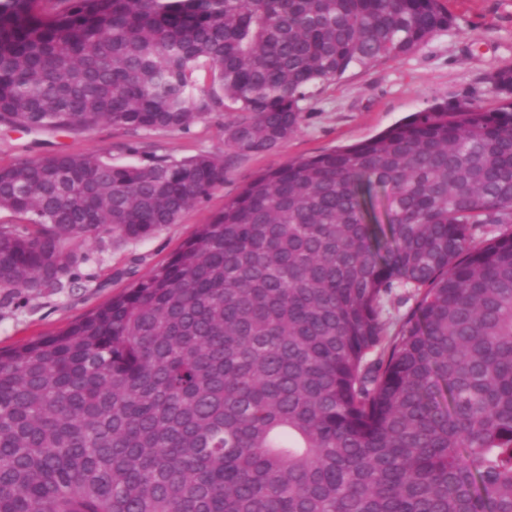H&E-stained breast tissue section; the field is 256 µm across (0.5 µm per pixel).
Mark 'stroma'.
Wrapping results in <instances>:
<instances>
[{
    "instance_id": "1",
    "label": "stroma",
    "mask_w": 512,
    "mask_h": 512,
    "mask_svg": "<svg viewBox=\"0 0 512 512\" xmlns=\"http://www.w3.org/2000/svg\"><path fill=\"white\" fill-rule=\"evenodd\" d=\"M453 17L448 31L399 61L353 68L304 103L299 132L273 151L237 155L224 143L232 110L210 113L187 130L131 132L102 123L79 133L24 131L0 126V166L23 158L79 152L116 165H147L159 157L182 159L201 152L223 156L224 183L177 223L137 240L101 235L72 270L73 287L33 290L0 300V350L65 329L123 294L222 210L256 175L300 156L353 145L411 113L448 102L499 103L488 76L512 64V0H442Z\"/></svg>"
}]
</instances>
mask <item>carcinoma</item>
Instances as JSON below:
<instances>
[{"label": "carcinoma", "mask_w": 512, "mask_h": 512, "mask_svg": "<svg viewBox=\"0 0 512 512\" xmlns=\"http://www.w3.org/2000/svg\"><path fill=\"white\" fill-rule=\"evenodd\" d=\"M451 26L442 0H0V126L185 130L230 103L225 144L265 152L311 90ZM489 81L494 108L258 175L127 292L1 351L0 512H512V65ZM223 184L211 153L0 166V289L67 288L87 239Z\"/></svg>", "instance_id": "obj_1"}]
</instances>
